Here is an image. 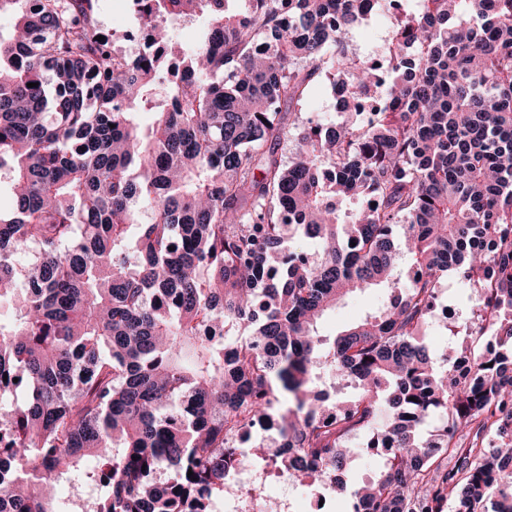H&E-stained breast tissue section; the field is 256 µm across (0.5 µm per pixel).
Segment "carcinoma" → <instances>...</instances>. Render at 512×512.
<instances>
[{"mask_svg": "<svg viewBox=\"0 0 512 512\" xmlns=\"http://www.w3.org/2000/svg\"><path fill=\"white\" fill-rule=\"evenodd\" d=\"M97 2L0 0V512H67L63 481L87 512H211L257 419L251 455L347 512H512V0H133V58ZM380 7L381 64L350 49ZM324 82L371 119L301 121ZM450 271L481 292L436 356ZM361 433L392 452L349 490ZM386 297L383 291L373 289L352 295L343 305L330 312L321 320L322 333L329 338L344 325L356 320L366 311L377 309ZM446 318V307H443L441 310L438 309L436 315L432 320V325H437L435 326L434 330L430 332L427 331L424 334V343L432 353L441 354L444 350H448V342L450 340L462 342L463 339H465V331L452 328L455 331V333L459 331L455 336H453L450 333V331H448V328H451L449 327L450 325L448 321L440 323L444 321ZM446 325H448V328L446 327Z\"/></svg>", "mask_w": 512, "mask_h": 512, "instance_id": "carcinoma-1", "label": "carcinoma"}]
</instances>
